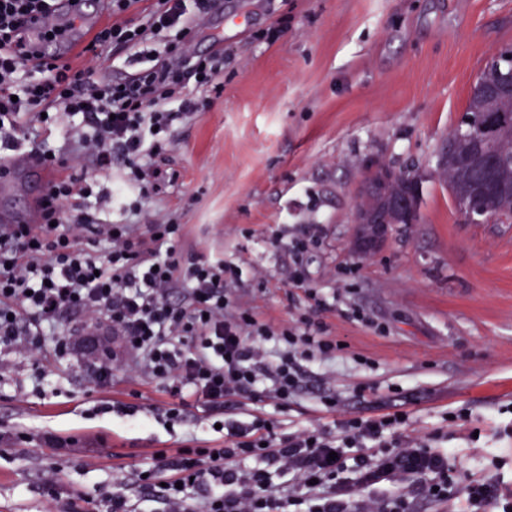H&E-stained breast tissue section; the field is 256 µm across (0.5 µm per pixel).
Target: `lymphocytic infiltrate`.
Returning <instances> with one entry per match:
<instances>
[{"label":"lymphocytic infiltrate","instance_id":"obj_1","mask_svg":"<svg viewBox=\"0 0 512 512\" xmlns=\"http://www.w3.org/2000/svg\"><path fill=\"white\" fill-rule=\"evenodd\" d=\"M107 0L108 21L94 28L72 56L39 57L32 64L13 49L32 19L52 0H0V140L32 138L47 115H73L67 132L95 170L126 164L113 189L117 206L141 215L161 172L153 165L177 113L195 111L185 79L212 83L224 52L196 55L189 42L192 11L214 0ZM141 10L139 24L126 15ZM182 42L169 55L122 78L96 75L104 47L134 48L164 33ZM33 156L52 179L38 224H0V350L40 353L48 329L66 312L84 327L55 343L73 356L88 340L87 326L104 320L116 347L101 346L84 361L95 386L112 383L127 367L172 382V396L224 410L227 397L257 400L260 389L285 405L300 387L302 362L323 358L338 343L310 315L278 329L247 310H232L237 267L222 260L183 261L180 224L101 221L92 202L91 175L73 172L48 149ZM409 415L346 418L333 429L279 437V423L254 417L225 424L217 449L182 448L150 458L134 475L132 491L109 492L106 512H137L138 498L159 512H414L419 497L447 500L455 481L448 449L408 434Z\"/></svg>","mask_w":512,"mask_h":512}]
</instances>
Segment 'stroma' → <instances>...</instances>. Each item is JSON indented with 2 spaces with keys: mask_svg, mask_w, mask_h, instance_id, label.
<instances>
[{
  "mask_svg": "<svg viewBox=\"0 0 512 512\" xmlns=\"http://www.w3.org/2000/svg\"><path fill=\"white\" fill-rule=\"evenodd\" d=\"M193 26L197 53L223 45L224 71L216 86L188 85L198 110L172 123L158 159L176 180L147 207L184 225L189 252L238 266L236 307L278 326L312 312L342 344L306 363L294 403L231 397L224 421L256 408L294 433L394 404L416 433L453 448L456 472L512 483V224L468 222L434 174L477 75L512 47V0H223ZM372 160L417 175L420 218L358 256L353 198ZM307 227L317 239L296 286L285 244ZM309 289L323 308L310 311ZM9 360L0 512H43L51 470L97 502L156 450L224 439L200 401L180 421L157 418L174 401L168 382L119 371L99 390L81 360L49 346ZM326 395L335 414L322 409ZM46 430L75 438L77 453L55 456Z\"/></svg>",
  "mask_w": 512,
  "mask_h": 512,
  "instance_id": "obj_1",
  "label": "stroma"
}]
</instances>
